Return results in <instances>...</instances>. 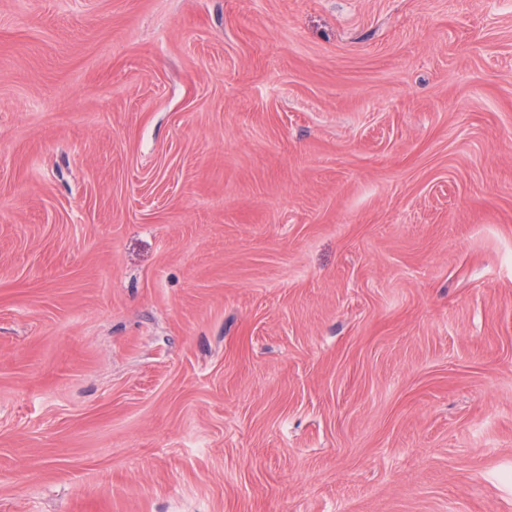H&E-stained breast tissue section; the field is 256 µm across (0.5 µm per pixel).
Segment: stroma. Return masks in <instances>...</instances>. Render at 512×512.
I'll return each instance as SVG.
<instances>
[{
  "mask_svg": "<svg viewBox=\"0 0 512 512\" xmlns=\"http://www.w3.org/2000/svg\"><path fill=\"white\" fill-rule=\"evenodd\" d=\"M0 512H512V0H0Z\"/></svg>",
  "mask_w": 512,
  "mask_h": 512,
  "instance_id": "stroma-1",
  "label": "stroma"
}]
</instances>
